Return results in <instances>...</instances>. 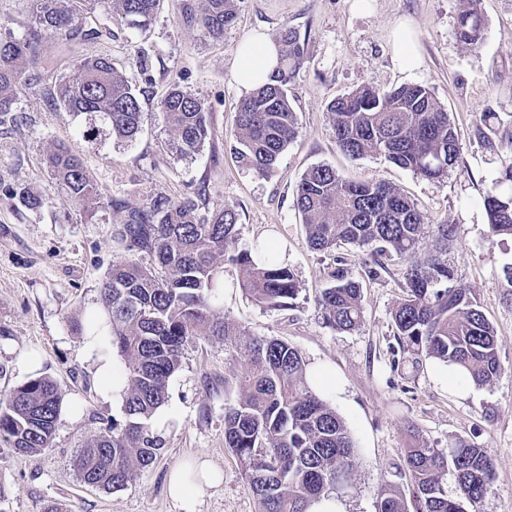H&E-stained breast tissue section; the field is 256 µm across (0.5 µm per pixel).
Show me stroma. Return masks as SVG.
<instances>
[{"instance_id":"1","label":"stroma","mask_w":512,"mask_h":512,"mask_svg":"<svg viewBox=\"0 0 512 512\" xmlns=\"http://www.w3.org/2000/svg\"><path fill=\"white\" fill-rule=\"evenodd\" d=\"M187 0H162L147 29H135L100 0L95 19L104 36L73 42L44 36L38 42L34 80L20 85L18 120L0 125V391L30 380L23 353L37 352L39 375L51 377L63 402L51 447L21 455L0 443V484L9 498L0 512H181L166 479L179 461L202 454L224 474L219 488L200 498L197 512H257L245 477L224 446V406L235 397L224 381L241 372L223 343L196 337L171 379L164 406L168 446L150 468L122 491L109 493L80 481V448L122 406L105 401L93 359L71 327L101 307L100 284L114 262L127 258L116 236L129 209L164 198L196 201L209 215L224 203L239 211L237 247L274 239L287 248L288 264L302 292L295 308L255 305L238 285L237 270L224 267L217 313L230 315L249 333L285 341L308 365L332 367L340 393L328 404L355 441L350 483L336 492L345 512H376L383 489L409 482L404 450L415 437L447 449L458 437L488 448L495 479L479 512H512V285L503 268L512 263V240L488 242L483 200L500 180L512 136V0H481L486 20L482 43L469 49L456 38L459 0H237V15L222 39L206 37L182 19ZM407 23L417 64L404 68L393 37ZM305 40V59L288 85L298 134L275 170L258 176L231 149L238 106L244 97L233 80L238 48L254 33L277 39L283 27ZM34 28L32 0H0V37L27 38ZM111 57L137 92L143 111L136 141L100 137L89 143L77 131L84 119L54 108L59 78L81 59ZM404 84L429 86L445 107L461 153L447 176L428 180L384 156L354 159L337 145L327 107L364 86L382 92ZM199 98L210 114L212 137L190 159L168 152L169 134L158 103L172 86ZM81 154L101 192V203L62 193L44 159L58 144ZM330 166L355 182L382 180L403 191L428 223L454 225L448 264L455 284L469 288L492 324L504 367L493 385L459 393L436 382L434 363L403 352L393 336L392 312L403 294V260L375 268L370 248L354 244L313 251L294 207L303 174ZM41 199L26 206L20 191ZM345 268L363 287L364 321L351 332L323 320L318 300L328 272Z\"/></svg>"}]
</instances>
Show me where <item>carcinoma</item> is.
<instances>
[{"mask_svg":"<svg viewBox=\"0 0 512 512\" xmlns=\"http://www.w3.org/2000/svg\"><path fill=\"white\" fill-rule=\"evenodd\" d=\"M40 32L74 40L101 35L85 28L79 5L95 0H33ZM161 0H112L113 9L134 27L155 18ZM457 37L470 49L482 42L485 19L480 0H461ZM236 15L235 0H198L186 6L183 20L210 38H221ZM279 64L268 81L247 97L238 111L233 150L239 161L260 176L269 175L296 137L295 112L287 86L300 69L304 45L297 32L284 28L277 40ZM36 47L27 39H0V118L16 110L17 90L37 65ZM54 100L68 115L89 114L83 138L90 142L106 127L112 137L131 142L141 127L138 94L116 72L112 59L99 56L76 63L59 80ZM170 150L181 158L201 152L211 139L209 112L189 92L171 87L160 100ZM336 142L359 158L383 155L391 163L427 179H439L460 155L448 112L429 87L401 85L381 94L362 87L328 105ZM47 165L67 193L95 205L100 193L79 154L63 146L47 156ZM294 206L302 217L310 247L328 252L341 243L371 247L375 264L382 257H408L403 295L392 312L394 337L402 349L451 365L476 386L493 384L502 374L493 326L470 289L452 284L446 257L452 224L434 228L437 246H425L428 225L415 203L382 181L356 183L326 165L309 168L296 190ZM489 237L512 239V194L493 188L484 198ZM239 213L226 203L206 217L193 200H155L129 212L118 230L126 250L144 252L155 261L148 268L134 259L112 265L101 286L109 317L104 344L124 360L127 394L125 423L116 421L80 449L79 479L114 493L137 472L151 466L166 448V438L151 418L167 402L171 378L182 366L186 344L210 336L232 352L243 374L234 382L236 397L224 407V447L240 464L258 512H307L313 499L342 489L353 470L355 444L343 419L309 383L307 364L292 345L246 332L230 317L214 311L223 295L222 265L238 271V284L256 305L290 309L302 291L282 249L269 241L253 250L236 249ZM319 299L325 321L353 331L364 319L362 286L343 268L328 273ZM56 383L36 377L0 393V441L18 454L52 444L60 414ZM408 490L385 488L377 512H478L494 480L488 450L458 437L443 451L417 442L406 449ZM456 492L445 489L448 475Z\"/></svg>","mask_w":512,"mask_h":512,"instance_id":"1","label":"carcinoma"}]
</instances>
